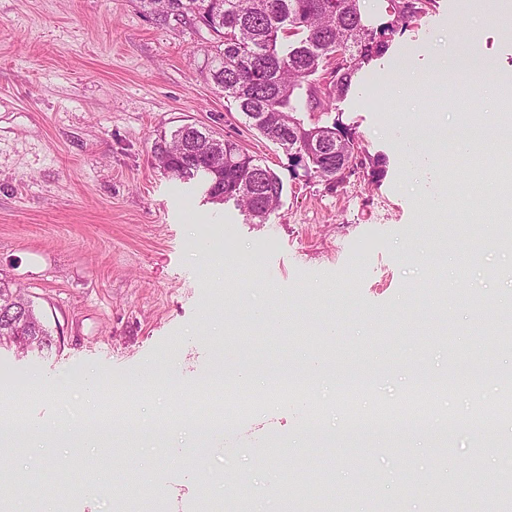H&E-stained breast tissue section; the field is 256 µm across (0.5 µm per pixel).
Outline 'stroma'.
I'll list each match as a JSON object with an SVG mask.
<instances>
[{"label": "stroma", "instance_id": "1", "mask_svg": "<svg viewBox=\"0 0 512 512\" xmlns=\"http://www.w3.org/2000/svg\"><path fill=\"white\" fill-rule=\"evenodd\" d=\"M210 54L207 30L158 24L139 0H0V278L24 289L53 339L44 350L0 347V432L12 436L0 468L40 475L45 487L9 495L0 512H111L117 495L152 512L156 488L164 512H203L207 495L245 500L251 512H281L289 499L310 512L316 495L341 512H428L429 483L480 491L500 471L496 441L512 439V424L483 433L470 393L455 390L434 399L427 429L406 419L392 433L355 432L337 410L336 379L369 376L357 396L369 412L399 406L416 378L466 367L490 398L512 374V348L485 364L492 339L471 309L477 291L489 322L512 321V226L486 238L495 217L481 193L462 197L463 165L418 150L410 133L428 117L443 130L464 113L502 122L512 0H436L320 115L385 156L372 186L355 174L330 191L292 174L285 151L226 108L207 77ZM456 56L489 73L463 99L456 69L443 67ZM187 123L274 170L280 206L258 222L158 168L155 137ZM222 238L226 252L259 255L256 279L207 286L196 249ZM442 321L447 346L424 337ZM240 365L259 371L260 393L277 371L314 387L230 419L219 439L169 423L183 396ZM147 366L171 386L120 392L130 412L110 418L100 445L28 450L46 425L99 422L109 381ZM87 375L99 380L92 397L74 385L55 397L32 388ZM451 412L466 422L448 436ZM314 414L323 431L309 429ZM77 454L109 484L69 492ZM415 476L417 492L404 494Z\"/></svg>", "mask_w": 512, "mask_h": 512}]
</instances>
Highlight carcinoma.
<instances>
[{"label":"carcinoma","mask_w":512,"mask_h":512,"mask_svg":"<svg viewBox=\"0 0 512 512\" xmlns=\"http://www.w3.org/2000/svg\"><path fill=\"white\" fill-rule=\"evenodd\" d=\"M385 21L375 25L362 15L360 0H142L154 19L204 27L214 45L208 76L224 91L225 102L267 139L285 149L292 173L304 170L333 190L346 181L349 162L359 164L373 184L384 176L386 161L366 153L352 128L305 122L301 112L331 113L344 98L352 78L384 56L399 28L427 13L433 0H386ZM327 143L331 154L316 153L312 142ZM154 158L160 168L180 179H200L213 201L230 199L260 221L281 203L283 182L238 143L215 138L192 124L159 135ZM465 183L490 185L486 207L498 213V225L512 223V210L500 199L512 191L506 161L485 169L481 177L464 172ZM19 289L0 281V332L27 314L31 331L38 317L28 314ZM431 512H456L455 488H429Z\"/></svg>","instance_id":"obj_1"}]
</instances>
